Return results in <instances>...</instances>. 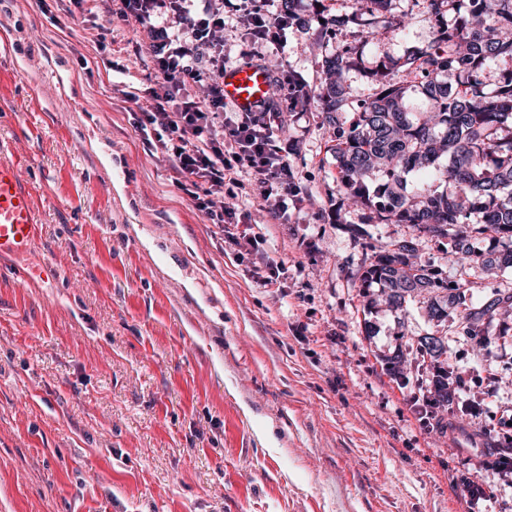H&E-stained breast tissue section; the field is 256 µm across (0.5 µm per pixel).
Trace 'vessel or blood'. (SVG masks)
Wrapping results in <instances>:
<instances>
[{
    "mask_svg": "<svg viewBox=\"0 0 512 512\" xmlns=\"http://www.w3.org/2000/svg\"><path fill=\"white\" fill-rule=\"evenodd\" d=\"M221 82L225 103L238 112L263 110L275 92L270 71L253 62L226 67ZM39 230L34 192L23 164L0 146V260L29 255Z\"/></svg>",
    "mask_w": 512,
    "mask_h": 512,
    "instance_id": "1",
    "label": "vessel or blood"
}]
</instances>
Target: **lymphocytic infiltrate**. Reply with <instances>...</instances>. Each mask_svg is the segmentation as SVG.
Here are the masks:
<instances>
[{"instance_id": "1", "label": "lymphocytic infiltrate", "mask_w": 512, "mask_h": 512, "mask_svg": "<svg viewBox=\"0 0 512 512\" xmlns=\"http://www.w3.org/2000/svg\"><path fill=\"white\" fill-rule=\"evenodd\" d=\"M268 0H235L230 8L212 0H119L113 22L143 33L152 43L159 77L140 126L160 131L173 154L174 169L191 187L199 211L214 224H235L238 209L218 201L223 188H237L249 175L255 196L270 218L288 221V197L295 176L287 155L277 146V101H296L287 72L273 77L276 101L260 112L224 114L221 76L225 11L237 13L251 48L283 44L288 16L271 12ZM198 94H188V86Z\"/></svg>"}]
</instances>
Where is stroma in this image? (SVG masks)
I'll list each match as a JSON object with an SVG mask.
<instances>
[{
	"instance_id": "stroma-1",
	"label": "stroma",
	"mask_w": 512,
	"mask_h": 512,
	"mask_svg": "<svg viewBox=\"0 0 512 512\" xmlns=\"http://www.w3.org/2000/svg\"><path fill=\"white\" fill-rule=\"evenodd\" d=\"M357 0H295L271 72L308 87L324 54L366 62L427 45L423 0H393L402 32L343 28L317 45L318 11ZM134 86L129 100L125 86ZM156 87L147 41L106 6L0 0V140L38 202L34 252L0 267V512H512V473L483 467L512 441L508 336L478 346L455 319L368 304L359 268L392 244L481 300L500 280L448 265L444 239L407 224L336 223V158L316 108L282 113L277 144L302 188L285 224L238 196L249 253L178 186L153 129L136 124ZM282 266V287L255 268ZM53 264L30 285L20 269ZM444 340L451 408L435 407L423 337Z\"/></svg>"
}]
</instances>
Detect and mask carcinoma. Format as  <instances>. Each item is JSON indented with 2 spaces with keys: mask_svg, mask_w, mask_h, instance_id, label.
<instances>
[{
  "mask_svg": "<svg viewBox=\"0 0 512 512\" xmlns=\"http://www.w3.org/2000/svg\"><path fill=\"white\" fill-rule=\"evenodd\" d=\"M375 15L377 26L388 25L391 0H358ZM436 22L433 41L374 68L363 54L346 46L322 61L323 77L310 104L332 127L336 157V223L353 206L364 212L365 224H409L426 235L448 240V259L466 268H512V249L480 259L469 234L512 244V70L489 83L484 75L490 60L512 62V0H424ZM364 70L373 93L361 101L356 118L343 127L347 102L346 74ZM403 73L404 79L395 80ZM418 89L428 108L413 112L408 93ZM414 173L423 186L407 191L405 176ZM445 190L430 189L434 183ZM363 290L379 286L385 302L402 309L410 301L425 305L438 322L456 311L458 333L485 345L496 335L494 321L503 306H512V287L492 289L472 301L458 288L442 286L437 273L418 261L417 244L402 241L362 266ZM421 356L436 362L445 351L440 337L420 342Z\"/></svg>",
  "mask_w": 512,
  "mask_h": 512,
  "instance_id": "cac0c4a2",
  "label": "carcinoma"
}]
</instances>
